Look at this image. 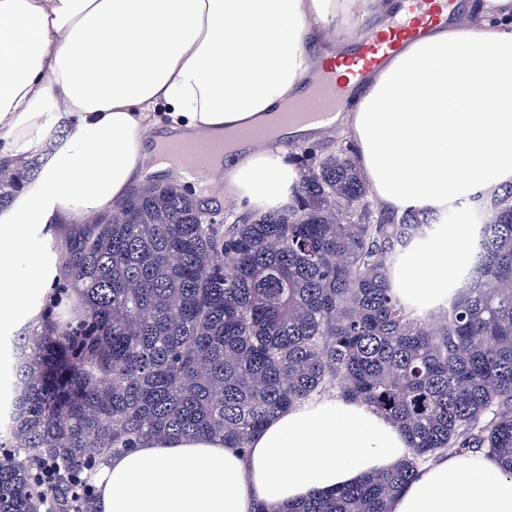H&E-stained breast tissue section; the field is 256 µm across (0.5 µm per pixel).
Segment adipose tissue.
<instances>
[{"mask_svg": "<svg viewBox=\"0 0 512 512\" xmlns=\"http://www.w3.org/2000/svg\"><path fill=\"white\" fill-rule=\"evenodd\" d=\"M345 0H0V158L53 153L0 210V334L39 331L59 278L52 227L109 214L176 134L235 133L300 93L316 59L306 41ZM336 120L383 205L447 216L461 198L512 184V0H476L465 18L409 42ZM227 192L259 212L290 204L283 155L235 147ZM470 227L453 224L399 273L429 298L467 264ZM407 443L356 401L280 413L247 452L222 439L146 440L98 469L99 512H254L329 495L388 471ZM393 512H512L494 457L423 467Z\"/></svg>", "mask_w": 512, "mask_h": 512, "instance_id": "1", "label": "adipose tissue"}]
</instances>
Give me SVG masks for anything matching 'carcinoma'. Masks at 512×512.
I'll use <instances>...</instances> for the list:
<instances>
[{
  "mask_svg": "<svg viewBox=\"0 0 512 512\" xmlns=\"http://www.w3.org/2000/svg\"><path fill=\"white\" fill-rule=\"evenodd\" d=\"M293 205L201 222L175 181L133 189L68 245L83 318L43 314L4 345L16 377L0 431V512H70L69 478L145 438L245 450L281 412L333 394L391 420L407 456L284 510L392 512L419 467L467 451L512 477V184L470 199L468 265L431 299L402 291V256L444 220L374 204L348 148H303ZM34 179L0 167V209ZM60 468L36 484L37 471Z\"/></svg>",
  "mask_w": 512,
  "mask_h": 512,
  "instance_id": "obj_1",
  "label": "carcinoma"
}]
</instances>
